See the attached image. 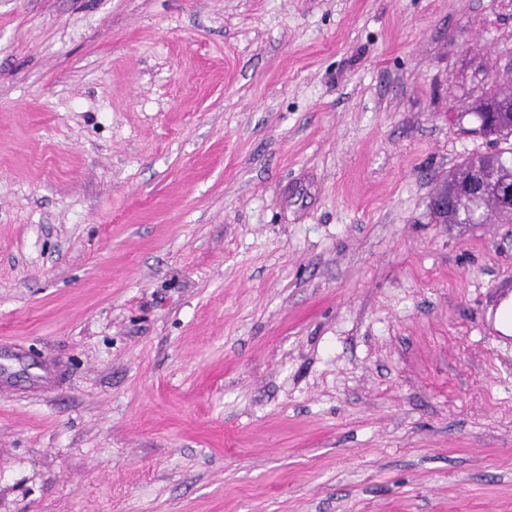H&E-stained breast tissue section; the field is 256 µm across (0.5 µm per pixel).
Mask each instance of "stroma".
Returning <instances> with one entry per match:
<instances>
[{
    "label": "stroma",
    "instance_id": "1",
    "mask_svg": "<svg viewBox=\"0 0 512 512\" xmlns=\"http://www.w3.org/2000/svg\"><path fill=\"white\" fill-rule=\"evenodd\" d=\"M512 0H0V512H512ZM474 114L484 135L494 136L497 143L508 144L512 136V76L496 78L494 86ZM509 146L491 155L468 156L449 171L448 177L438 184L441 189L447 186L448 193L436 197L433 203L436 210L448 211L446 222L442 224H476L474 221L477 218L478 224H485L491 217L511 224L512 184L507 182L512 181V143ZM471 180L484 185L479 198L457 196L456 188ZM498 184L501 185L494 190ZM450 198L453 201L448 206ZM497 198L505 210L499 208Z\"/></svg>",
    "mask_w": 512,
    "mask_h": 512
}]
</instances>
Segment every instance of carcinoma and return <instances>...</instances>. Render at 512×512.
I'll return each mask as SVG.
<instances>
[{
  "label": "carcinoma",
  "instance_id": "carcinoma-1",
  "mask_svg": "<svg viewBox=\"0 0 512 512\" xmlns=\"http://www.w3.org/2000/svg\"><path fill=\"white\" fill-rule=\"evenodd\" d=\"M483 134L495 137L499 143H508L512 137V76L494 80V86L475 112ZM474 180L484 185L477 198L458 196L457 187ZM512 181V146L491 155L473 154L464 158L448 173L440 187H448L446 223L484 224L497 217L504 223L512 222V212L499 208L494 187Z\"/></svg>",
  "mask_w": 512,
  "mask_h": 512
}]
</instances>
